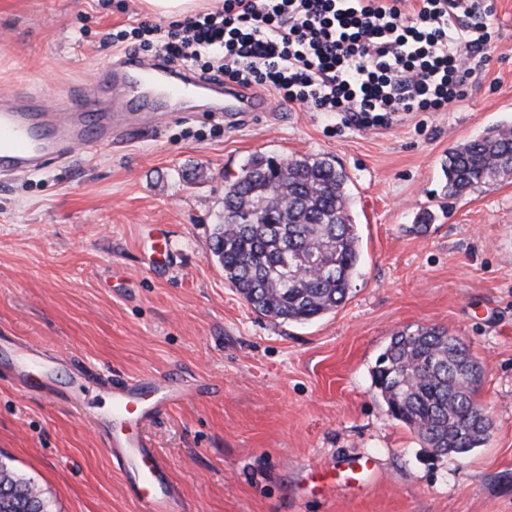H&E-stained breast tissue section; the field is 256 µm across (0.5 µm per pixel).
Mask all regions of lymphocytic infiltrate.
Returning <instances> with one entry per match:
<instances>
[{"instance_id": "obj_1", "label": "lymphocytic infiltrate", "mask_w": 512, "mask_h": 512, "mask_svg": "<svg viewBox=\"0 0 512 512\" xmlns=\"http://www.w3.org/2000/svg\"><path fill=\"white\" fill-rule=\"evenodd\" d=\"M479 0H223L162 25L112 36L164 60L273 95L280 104L342 113L358 128L466 99L487 66L491 33Z\"/></svg>"}]
</instances>
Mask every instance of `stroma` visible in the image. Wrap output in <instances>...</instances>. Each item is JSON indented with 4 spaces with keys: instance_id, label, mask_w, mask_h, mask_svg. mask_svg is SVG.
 I'll use <instances>...</instances> for the list:
<instances>
[{
    "instance_id": "stroma-1",
    "label": "stroma",
    "mask_w": 512,
    "mask_h": 512,
    "mask_svg": "<svg viewBox=\"0 0 512 512\" xmlns=\"http://www.w3.org/2000/svg\"><path fill=\"white\" fill-rule=\"evenodd\" d=\"M144 0H0V91L111 104L96 74ZM490 62L462 102L389 127L272 106L244 125L176 112L156 131L77 151L67 167L0 174V337L55 350L59 394L0 365V460L51 512H141L92 412L97 378L173 377L184 399L141 433L181 512H512V181L443 191L452 147L512 119V0H493ZM256 154L334 157L349 175L360 274L306 323L252 309L211 252L224 176ZM170 239L173 253L159 243ZM434 326L483 367L492 423L462 457L394 418L373 372L391 336ZM370 459L369 469L348 462Z\"/></svg>"
}]
</instances>
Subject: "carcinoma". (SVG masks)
<instances>
[{
  "instance_id": "carcinoma-1",
  "label": "carcinoma",
  "mask_w": 512,
  "mask_h": 512,
  "mask_svg": "<svg viewBox=\"0 0 512 512\" xmlns=\"http://www.w3.org/2000/svg\"><path fill=\"white\" fill-rule=\"evenodd\" d=\"M445 195L489 189L512 178V123L483 130L448 151ZM349 177L327 156L279 160L253 155L224 178V213L212 253L256 311L307 322L342 305L358 275L359 235ZM480 368L447 331L407 326L374 371L392 415L440 454L483 445L490 422L474 417ZM0 512H51L31 481L0 461Z\"/></svg>"
}]
</instances>
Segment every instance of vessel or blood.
<instances>
[{
	"mask_svg": "<svg viewBox=\"0 0 512 512\" xmlns=\"http://www.w3.org/2000/svg\"><path fill=\"white\" fill-rule=\"evenodd\" d=\"M102 85L120 92L112 107H88L64 97L54 106L17 92L0 94V170L29 175L73 156L75 148L111 146L159 125L160 103L193 98L199 89L216 93L215 111L228 123L268 111L266 98L158 61L127 56L100 72ZM0 358L11 378L28 391L53 394L56 359L48 349L0 338ZM181 399L175 379L113 383L107 419L112 424V455L131 476V487L145 512H179L177 490L162 457L148 448L135 426Z\"/></svg>",
	"mask_w": 512,
	"mask_h": 512,
	"instance_id": "obj_1",
	"label": "vessel or blood"
}]
</instances>
